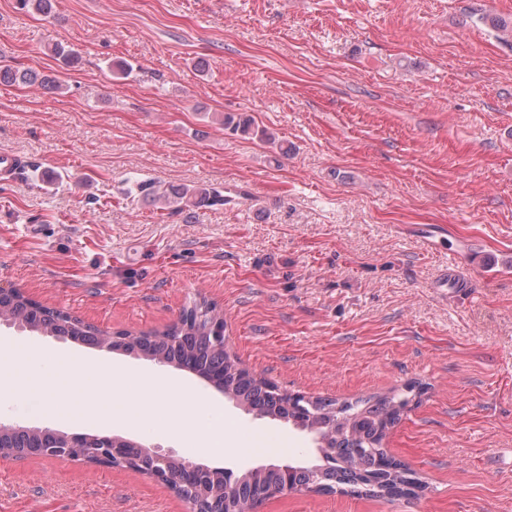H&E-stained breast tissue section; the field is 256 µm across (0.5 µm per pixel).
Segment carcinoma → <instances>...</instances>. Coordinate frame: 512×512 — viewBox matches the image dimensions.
<instances>
[{
  "label": "carcinoma",
  "mask_w": 512,
  "mask_h": 512,
  "mask_svg": "<svg viewBox=\"0 0 512 512\" xmlns=\"http://www.w3.org/2000/svg\"><path fill=\"white\" fill-rule=\"evenodd\" d=\"M38 79L32 70H19L0 64V84H33ZM219 124L244 135L250 133L249 119H235L224 115ZM139 192L146 196L156 193L155 186L141 183ZM158 194V193H156ZM168 208L181 211L191 204L220 203L224 196L214 190L177 186L158 194ZM10 309L13 321L25 327L37 325L47 332L49 310L28 308L12 291L0 290V306ZM192 307L183 312L179 322L162 331L142 332L126 342V331L115 332L113 345L123 346L154 360L184 366L201 375L215 374L224 380V396L235 401L250 413L289 424L302 419L296 410L285 405L281 391L268 381L238 368V363L228 357L224 366L217 364V348L212 339L213 331L207 324L199 325L188 318L195 314ZM407 401L404 398L378 397L339 402L333 399L313 398L306 404L314 416V423L321 427L324 438V458L306 464L294 465V470L283 472L273 465L263 466L236 475L232 500L240 508H248L256 500L268 495L299 493L313 484L324 492L348 489L361 497L399 498L415 494L420 479L403 463L388 456L385 441L390 429L400 420ZM56 440L36 434L6 435L0 437V448H51ZM203 464L196 463V470L185 467V460L169 461L171 475L180 481V488L187 497L196 496L200 485L207 486L211 496L224 497V491L213 485L202 472Z\"/></svg>",
  "instance_id": "obj_1"
}]
</instances>
